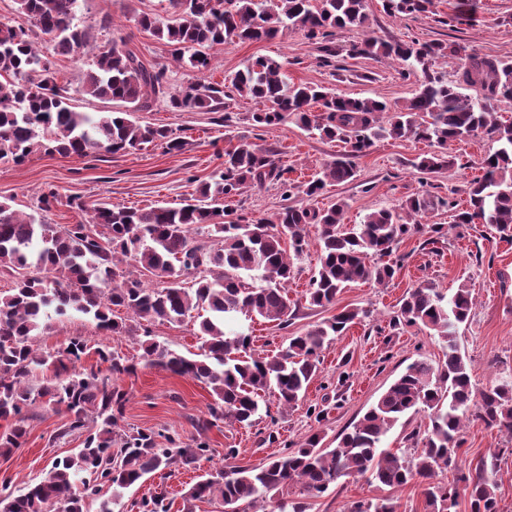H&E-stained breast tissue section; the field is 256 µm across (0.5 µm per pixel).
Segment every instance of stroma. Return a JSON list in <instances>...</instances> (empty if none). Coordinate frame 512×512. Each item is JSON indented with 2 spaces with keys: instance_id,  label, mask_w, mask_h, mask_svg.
I'll return each mask as SVG.
<instances>
[{
  "instance_id": "stroma-1",
  "label": "stroma",
  "mask_w": 512,
  "mask_h": 512,
  "mask_svg": "<svg viewBox=\"0 0 512 512\" xmlns=\"http://www.w3.org/2000/svg\"><path fill=\"white\" fill-rule=\"evenodd\" d=\"M460 6L467 11V22L456 30L441 25V18ZM136 11L154 14L161 25L169 20L162 0H78L75 23L88 30L95 43L124 40L145 64L166 69L170 87L179 88L187 80L185 70L174 64L167 44L136 27L132 20ZM366 11L368 30L337 31L332 43L336 53L332 66L321 65V48L308 41L303 32L287 29L270 41L215 46L204 78L212 84H227L237 71L264 56L283 63L291 82L322 85L347 97L402 102L413 95L417 82L402 78L397 62L352 59L347 55L349 46L362 41L369 30L388 40L458 41L478 54L512 59V0H433L431 12L406 17L387 15L382 0H366ZM40 50L51 57L58 84L74 91L72 104L76 111L97 115L118 110V103L77 93L91 67V55L77 61L58 57L46 43ZM256 108L255 101L239 96L225 100L215 112L178 110L157 101L150 110L137 113V121L172 129L184 143L182 150L170 151L154 142L127 153L64 157L38 152L19 164L0 162V199H12L15 209L30 214L36 212L43 192L56 189L59 202L45 214L53 224L88 223L89 213L79 210L78 205L97 199L139 209L179 206L196 196L200 184L221 169L229 141L256 134L247 121ZM261 136L263 145L274 151L277 164L286 168L288 179L299 183L311 179L344 150L342 142L322 140L292 122ZM494 149L493 142L485 137L453 142L448 151L455 157V165L438 174L424 175L411 162L428 152L427 143L380 139L365 155L355 158L354 181L326 188L316 198L301 193L286 198L278 185L269 183L245 189L232 205L247 218L256 219L288 203L325 208L341 199L347 204L346 223L357 224L369 212L398 206L425 190L454 196L462 204L466 201V183L479 175L481 158ZM427 221L442 225L443 236L438 243L429 244L424 230L404 236L390 256L399 265L392 281L383 286L351 285L326 308L309 306L304 300L320 255L317 230L308 227L307 245L295 262V277L288 286L290 299L298 301L299 307L284 329L259 319L250 322L249 354L274 355L287 337L304 333L311 325L343 310L363 309L368 316L324 348L317 375L294 407H280L275 397H267L268 411L254 426L221 423L208 431H198L195 423L207 418L212 402L209 388L190 378L145 366L134 340L109 337L112 350L135 366L134 373L118 380L128 394L121 426L171 434L186 444L202 438L212 448L210 458L197 468L176 467L147 475L141 483L124 490L123 506L161 493L171 503L170 512H182L185 492L205 471L231 463H266L284 447H298L313 433L321 434L325 445L337 446L340 434L360 419L410 362L423 358L435 365L443 363L438 337L415 327L395 332L389 326L399 301L418 285L434 284L447 295L461 284L470 285L475 304L470 320L460 325L457 334L461 351L471 365L472 380L482 390L512 375V238H500L496 229L486 224L454 227L447 209L429 214ZM198 324L195 318L180 326L157 322L151 330L158 341L191 357L201 351ZM72 336L84 337L92 346L99 341L91 317L76 313L53 318L51 330L39 334L36 342L44 348H55ZM318 409L323 412L319 419L314 416ZM63 419V413L38 409L28 423L22 448L8 460L0 459V477L10 479L11 492L27 487L50 468L54 459L80 448V439L57 438ZM461 439L460 458L465 462L512 442L507 434L479 420L467 424ZM230 448L237 451L232 460L225 457ZM385 497L398 501L399 512H424V498L417 484L391 489L365 478L339 480L322 496L308 499L307 512H346L354 502Z\"/></svg>"
}]
</instances>
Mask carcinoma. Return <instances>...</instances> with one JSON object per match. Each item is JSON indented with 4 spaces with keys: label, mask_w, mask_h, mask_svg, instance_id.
<instances>
[{
    "label": "carcinoma",
    "mask_w": 512,
    "mask_h": 512,
    "mask_svg": "<svg viewBox=\"0 0 512 512\" xmlns=\"http://www.w3.org/2000/svg\"><path fill=\"white\" fill-rule=\"evenodd\" d=\"M171 14L161 26L148 13L137 25L172 47L173 60L195 78L176 93L165 86L162 69L147 67L123 44L96 47L93 66L81 92L120 102L125 110L95 118L70 105L68 89L57 84L51 61L38 50L29 31L15 20L0 21V159L23 162L31 154L87 156L139 150L161 141L170 151L183 142L164 127L141 125L132 113L162 98L174 109L213 111L224 98L247 97L258 105L248 121L262 130L293 119L320 138L341 141L345 156L326 165L321 176L301 185L284 178L273 151L244 137L224 149V168L203 183L199 197L177 207L133 209L104 201L81 202L90 224H52L22 216L0 201V274L12 287L0 291V419L11 425L0 432V457L22 447L30 412L36 403L64 410L57 438L82 439L77 452L56 459L38 481L0 498V512H84L85 502L112 488L115 498L145 476L173 466L195 468L210 455L209 444L183 446L172 436L168 448L157 447V433L135 430L119 434L127 393L117 384L135 366L100 345L90 348L82 336L48 351L36 344L35 332L51 327L49 311L91 315L97 329L132 336L143 350L145 365L189 377L211 389L207 430L218 423L250 426L259 414L261 394H272L283 407L295 405L319 370L320 355L332 337L367 312L344 310L314 324L272 357L247 356L249 335L229 328L239 318H261L284 327L296 303L288 296L293 259L306 245L307 227L317 228L321 258L305 301L325 308L355 282L383 285L398 265L383 261L402 236L420 228L408 219L440 208L456 211L455 224H492L512 233V122L499 119V104L512 100V60L487 58L452 41L411 43L370 35L351 45L349 56L392 59L401 74H421L414 96L389 105L374 98L336 95L324 86L290 83L284 65L258 57L230 81L228 90L205 82L209 51L232 42L272 39L283 28H297L311 41H327L337 30L368 25L366 0H167ZM17 12L39 39L59 56H81L88 34L74 24L78 0H16ZM432 0H382L385 13H426ZM459 60L456 80L431 67L439 59ZM477 88L473 97L467 90ZM486 136L498 148L481 161L483 174L466 189L469 208L430 192L417 193L399 208H379L360 224L343 223L345 202L326 209L285 206L270 217L248 219L224 201L248 187L280 184L282 195L300 191L320 195L327 186L356 176L353 159L374 141L414 139L434 147L412 161L425 174L455 164L448 144ZM122 308L127 319L116 320ZM203 309L199 322L203 358L183 356L152 336L156 322L181 326L191 311ZM471 289L463 284L446 296L431 284L410 289L390 322L394 330L417 326L439 337L444 362L433 366L416 359L341 434L334 448L313 433L299 447L259 466H231L202 476L184 496L191 502L219 499L237 512L271 492L298 488L302 500L284 501L280 512H305V498L319 497L341 478L368 477L392 489L415 483L422 489L425 512H451L460 494L471 512H499L496 473L512 448L470 462L454 484L434 482L438 473L458 467L460 435L475 418L512 437V381L482 391L471 380L461 353L457 328L468 322ZM94 350L105 369L76 368ZM53 379L34 383L37 372ZM426 413L424 430L408 436L411 448L398 454L383 447L387 433L405 415ZM118 445L112 449V445ZM138 512H169L165 498L134 503ZM391 498L357 502L347 512H398Z\"/></svg>",
    "instance_id": "carcinoma-1"
}]
</instances>
